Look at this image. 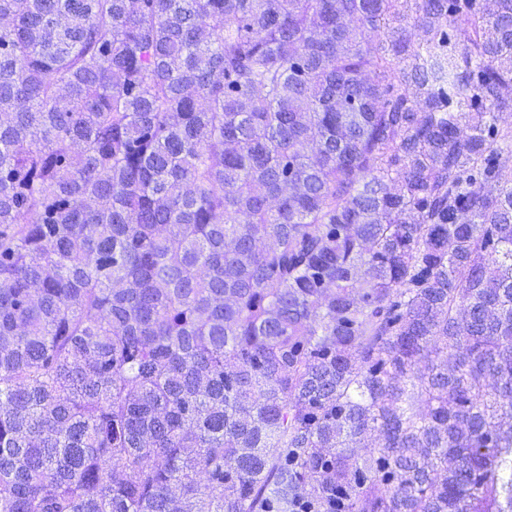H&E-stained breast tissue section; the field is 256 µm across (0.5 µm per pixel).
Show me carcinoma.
<instances>
[{
    "mask_svg": "<svg viewBox=\"0 0 512 512\" xmlns=\"http://www.w3.org/2000/svg\"><path fill=\"white\" fill-rule=\"evenodd\" d=\"M505 112L512 0H0V512H512Z\"/></svg>",
    "mask_w": 512,
    "mask_h": 512,
    "instance_id": "carcinoma-1",
    "label": "carcinoma"
}]
</instances>
